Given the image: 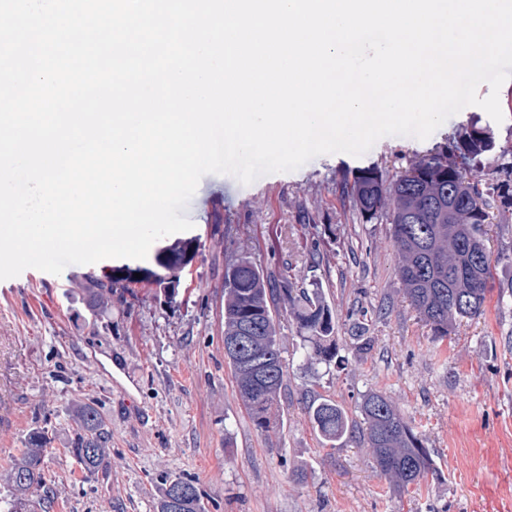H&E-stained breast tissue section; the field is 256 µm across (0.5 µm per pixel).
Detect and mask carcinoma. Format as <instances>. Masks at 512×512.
Masks as SVG:
<instances>
[{
    "mask_svg": "<svg viewBox=\"0 0 512 512\" xmlns=\"http://www.w3.org/2000/svg\"><path fill=\"white\" fill-rule=\"evenodd\" d=\"M488 124L472 117L463 126L464 137L453 133L448 142L429 154L413 159L393 178L377 167L358 171L342 187L363 221L384 219L391 224V235L398 252L397 271L408 301L436 336H446L456 321L482 314L491 291L490 257L474 267L459 262L461 246L484 241L489 223V205L484 187L467 178V172L493 153L496 141L483 135ZM461 154L465 165L456 162ZM506 175L497 189L501 212L512 211V162L502 167ZM89 305L112 301V294L125 287L112 273L102 271L89 278ZM153 282L168 300L178 294L179 277L167 273ZM293 314L303 341L310 344L307 364L331 366L336 358V327L331 307L321 288H295L288 278L264 274L246 256L224 268V335L233 336L246 322L257 329L253 350L269 359L268 376L259 380L243 371L236 356L225 354L232 369L237 391L248 407L256 427L267 433L270 413L284 386L286 363L279 343V311ZM310 420L327 441L334 442L349 431V418L343 407L320 396L309 400ZM361 442L376 467L398 493L419 484L434 470L421 438L406 421L400 408L383 392L371 391L361 402ZM111 445L108 426L95 405L84 407L74 430L72 453L85 472L107 471ZM43 431L33 432L27 441L24 463L9 475L17 495L0 497V512H50L54 499L47 484L43 459L49 448ZM187 488L182 498L173 499V488ZM202 494L188 478L165 480L157 512H203Z\"/></svg>",
    "mask_w": 512,
    "mask_h": 512,
    "instance_id": "1",
    "label": "carcinoma"
}]
</instances>
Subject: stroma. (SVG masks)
Instances as JSON below:
<instances>
[{"mask_svg":"<svg viewBox=\"0 0 512 512\" xmlns=\"http://www.w3.org/2000/svg\"><path fill=\"white\" fill-rule=\"evenodd\" d=\"M472 112L424 140L386 136L362 156L321 155L248 185L203 176L185 209L192 229L154 244L195 246L176 303L134 279L91 311L69 267L1 280L0 494L31 431L45 427L51 512H156L175 477L197 482L206 512H512V217L490 197L492 290L482 315L439 337L404 296L389 224L360 222L339 192L361 169L395 176ZM243 254L295 286L319 284L338 336L335 364L310 373L292 316L280 314L287 376L267 434L237 394L222 342L224 267ZM357 322L372 348L354 340ZM370 391L397 404L433 460L408 492L393 491L358 432L325 442L304 408L305 397H329L357 425ZM91 402L112 435L110 470L95 476L69 452L77 410Z\"/></svg>","mask_w":512,"mask_h":512,"instance_id":"stroma-1","label":"stroma"}]
</instances>
